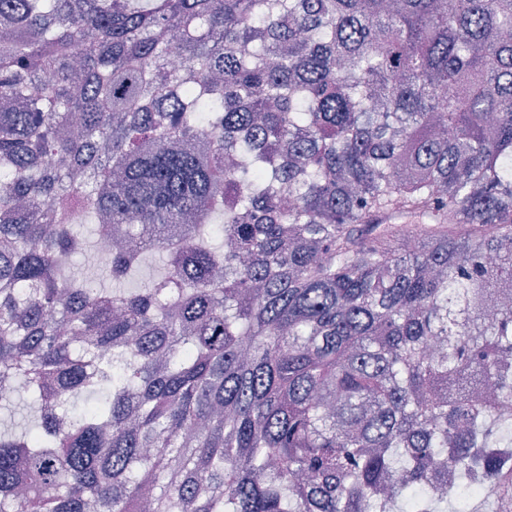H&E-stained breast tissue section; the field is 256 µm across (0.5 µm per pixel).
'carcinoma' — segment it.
Instances as JSON below:
<instances>
[{"label": "carcinoma", "instance_id": "cac0c4a2", "mask_svg": "<svg viewBox=\"0 0 512 512\" xmlns=\"http://www.w3.org/2000/svg\"><path fill=\"white\" fill-rule=\"evenodd\" d=\"M19 378L0 512H512V0H0Z\"/></svg>", "mask_w": 512, "mask_h": 512}]
</instances>
